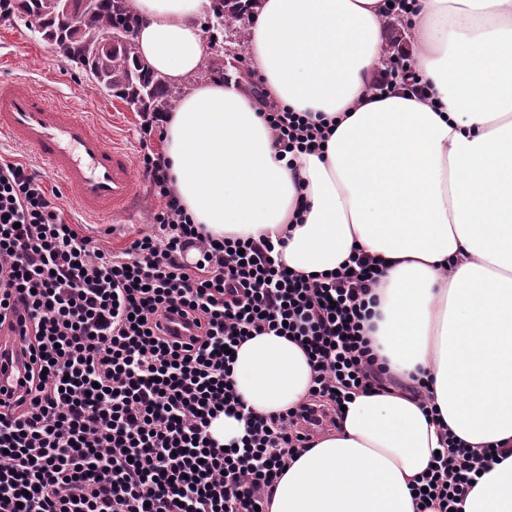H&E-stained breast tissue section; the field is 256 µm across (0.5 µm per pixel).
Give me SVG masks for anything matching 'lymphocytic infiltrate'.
I'll use <instances>...</instances> for the list:
<instances>
[{
	"label": "lymphocytic infiltrate",
	"instance_id": "lymphocytic-infiltrate-1",
	"mask_svg": "<svg viewBox=\"0 0 512 512\" xmlns=\"http://www.w3.org/2000/svg\"><path fill=\"white\" fill-rule=\"evenodd\" d=\"M379 93L426 95L411 58L376 72ZM283 154L321 151L326 124L270 103ZM139 163L160 206L120 251L70 223L43 178L0 158V334L19 330L26 373L0 394V512H255L297 450L357 394L386 381L364 336L381 274L356 253L308 279L277 262L284 239L216 238L184 211L144 115ZM293 337L314 386L277 415L230 382L234 349ZM245 433L222 448L219 415ZM491 448L440 454L419 481L420 512H454Z\"/></svg>",
	"mask_w": 512,
	"mask_h": 512
}]
</instances>
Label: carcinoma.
I'll use <instances>...</instances> for the list:
<instances>
[{"label":"carcinoma","instance_id":"obj_1","mask_svg":"<svg viewBox=\"0 0 512 512\" xmlns=\"http://www.w3.org/2000/svg\"><path fill=\"white\" fill-rule=\"evenodd\" d=\"M231 16L254 12L259 0H218ZM13 13L35 24L54 52L79 65L109 96L153 114L173 110L180 90L149 69L138 54V18L128 0H95L69 21L61 0H14Z\"/></svg>","mask_w":512,"mask_h":512}]
</instances>
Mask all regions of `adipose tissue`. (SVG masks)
I'll return each mask as SVG.
<instances>
[{
    "label": "adipose tissue",
    "mask_w": 512,
    "mask_h": 512,
    "mask_svg": "<svg viewBox=\"0 0 512 512\" xmlns=\"http://www.w3.org/2000/svg\"><path fill=\"white\" fill-rule=\"evenodd\" d=\"M208 0H128L141 58L182 95L163 124L173 187L215 236L287 232L282 260L331 273L380 258L367 336L392 381L360 394L333 432L297 453L267 512H417L435 452L496 445L457 512H512V0H417L412 60L429 98L372 94L384 0H260L244 54L263 82L201 78ZM319 112L323 155L280 161L267 103ZM315 373L289 338L242 343L232 381L271 415Z\"/></svg>",
    "instance_id": "ef3b65f1"
}]
</instances>
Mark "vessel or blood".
Segmentation results:
<instances>
[{
	"mask_svg": "<svg viewBox=\"0 0 512 512\" xmlns=\"http://www.w3.org/2000/svg\"><path fill=\"white\" fill-rule=\"evenodd\" d=\"M0 136L23 145L68 187L85 215L135 221L143 204L126 149L107 144L90 112L0 82Z\"/></svg>",
	"mask_w": 512,
	"mask_h": 512,
	"instance_id": "vessel-or-blood-1",
	"label": "vessel or blood"
}]
</instances>
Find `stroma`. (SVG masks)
<instances>
[{
    "label": "stroma",
    "mask_w": 512,
    "mask_h": 512,
    "mask_svg": "<svg viewBox=\"0 0 512 512\" xmlns=\"http://www.w3.org/2000/svg\"><path fill=\"white\" fill-rule=\"evenodd\" d=\"M0 80L20 81L32 91L70 101L78 111L96 113L106 142H121L132 157H139L141 119L137 112L119 99L104 97L81 68L51 51L30 21L15 16L0 19ZM43 179L58 195L69 221L85 227L103 247L120 250L136 232L150 228L146 221L116 224L108 218L86 216L75 208L72 191L57 176L47 173Z\"/></svg>",
    "instance_id": "1"
}]
</instances>
